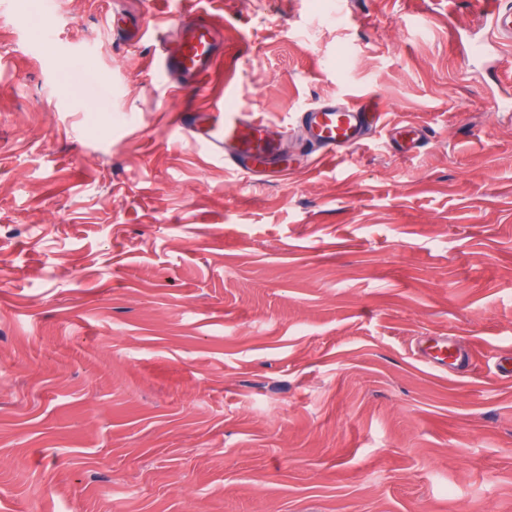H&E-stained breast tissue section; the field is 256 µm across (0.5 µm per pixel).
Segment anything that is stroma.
Segmentation results:
<instances>
[{
  "mask_svg": "<svg viewBox=\"0 0 512 512\" xmlns=\"http://www.w3.org/2000/svg\"><path fill=\"white\" fill-rule=\"evenodd\" d=\"M188 2L222 34L209 100L271 122L287 178L176 135L153 41L105 26L172 0H0V512H512V53L473 60L483 0ZM370 93L429 146L308 164L291 114ZM418 348L421 360L432 368L446 370L449 367L456 372H466L472 365L470 351L450 337L430 338L422 341Z\"/></svg>",
  "mask_w": 512,
  "mask_h": 512,
  "instance_id": "35a3bbf8",
  "label": "stroma"
}]
</instances>
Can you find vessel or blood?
<instances>
[{
  "mask_svg": "<svg viewBox=\"0 0 512 512\" xmlns=\"http://www.w3.org/2000/svg\"><path fill=\"white\" fill-rule=\"evenodd\" d=\"M487 41L493 50L512 45V6L503 0H485ZM157 70L169 97L192 86L206 90L219 55L218 30L212 20L187 10L169 16L164 32L156 39ZM385 114L378 101L353 103L342 97H326L307 104L296 114L299 147L313 162L366 143L382 129ZM171 126L191 139L210 159L225 168L255 179L287 175L282 145L269 133V123L238 104L216 101L205 107H186L176 112ZM390 137L399 151L414 155L428 142L422 127L410 122L396 124ZM421 360L428 366L456 372L468 371L472 357L454 339L437 336L419 345Z\"/></svg>",
  "mask_w": 512,
  "mask_h": 512,
  "instance_id": "vessel-or-blood-1",
  "label": "vessel or blood"
}]
</instances>
